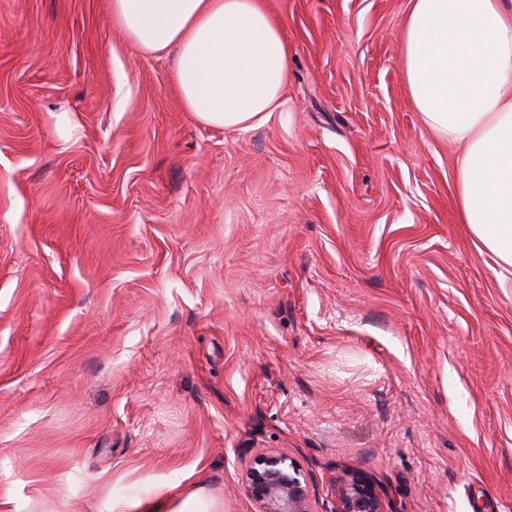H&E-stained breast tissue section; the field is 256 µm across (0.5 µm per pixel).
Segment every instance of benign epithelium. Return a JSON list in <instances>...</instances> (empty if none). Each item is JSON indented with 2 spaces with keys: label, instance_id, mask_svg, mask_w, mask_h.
<instances>
[{
  "label": "benign epithelium",
  "instance_id": "obj_1",
  "mask_svg": "<svg viewBox=\"0 0 512 512\" xmlns=\"http://www.w3.org/2000/svg\"><path fill=\"white\" fill-rule=\"evenodd\" d=\"M244 480L261 512H387L376 485L360 470H347L338 477L332 508H318L311 479L286 452L257 455L246 468Z\"/></svg>",
  "mask_w": 512,
  "mask_h": 512
}]
</instances>
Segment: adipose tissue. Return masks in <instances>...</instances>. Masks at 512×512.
I'll use <instances>...</instances> for the list:
<instances>
[{"instance_id":"1","label":"adipose tissue","mask_w":512,"mask_h":512,"mask_svg":"<svg viewBox=\"0 0 512 512\" xmlns=\"http://www.w3.org/2000/svg\"><path fill=\"white\" fill-rule=\"evenodd\" d=\"M400 43L409 101L461 147L455 203L478 252L512 282V0H408ZM142 54L175 49L172 80L204 124L245 129L278 109L291 61L262 0H110ZM122 512H220L203 487L127 500Z\"/></svg>"}]
</instances>
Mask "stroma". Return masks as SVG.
Wrapping results in <instances>:
<instances>
[{"label":"stroma","instance_id":"obj_1","mask_svg":"<svg viewBox=\"0 0 512 512\" xmlns=\"http://www.w3.org/2000/svg\"><path fill=\"white\" fill-rule=\"evenodd\" d=\"M292 58L246 130L186 112L110 0H0V512H118L176 482L260 512H512V287L411 107L407 0H264ZM244 480L261 512H387L376 485L360 470H347L338 477L332 508L318 509L311 479L286 452L257 455L246 468Z\"/></svg>","mask_w":512,"mask_h":512}]
</instances>
